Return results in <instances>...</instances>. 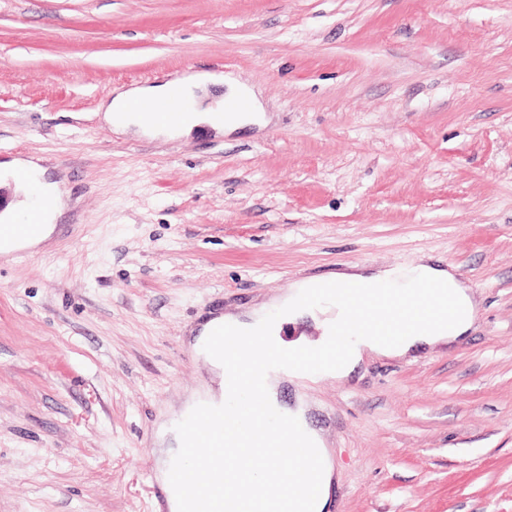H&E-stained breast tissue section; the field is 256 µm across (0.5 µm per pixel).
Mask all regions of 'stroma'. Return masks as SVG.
<instances>
[{"instance_id": "stroma-1", "label": "stroma", "mask_w": 512, "mask_h": 512, "mask_svg": "<svg viewBox=\"0 0 512 512\" xmlns=\"http://www.w3.org/2000/svg\"><path fill=\"white\" fill-rule=\"evenodd\" d=\"M204 75L264 126L118 131L114 92ZM59 183L0 257V512H157L165 412L219 312L304 279L463 270L467 336L283 382L328 512H512V0H0V170ZM41 211V208L33 209L28 214L26 223L23 224H0V244L5 238L15 240L24 238V240L30 241V244H37L41 240L46 239L52 232V224L49 223L52 219V214L50 213L45 218L44 223L39 224L34 233L30 235L39 221Z\"/></svg>"}]
</instances>
